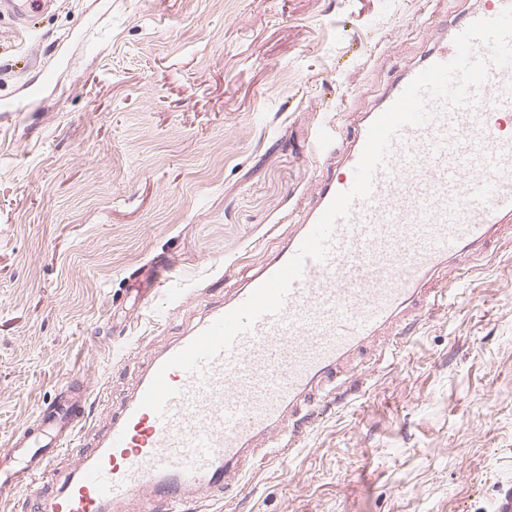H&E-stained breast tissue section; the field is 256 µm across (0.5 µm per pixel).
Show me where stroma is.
<instances>
[{
    "mask_svg": "<svg viewBox=\"0 0 512 512\" xmlns=\"http://www.w3.org/2000/svg\"><path fill=\"white\" fill-rule=\"evenodd\" d=\"M480 0H59L0 22V449L93 383L96 448L158 355L273 256L360 112ZM55 76L44 80L45 67ZM175 256L170 298L144 275ZM300 450L203 512H495L512 497V233Z\"/></svg>",
    "mask_w": 512,
    "mask_h": 512,
    "instance_id": "1",
    "label": "stroma"
}]
</instances>
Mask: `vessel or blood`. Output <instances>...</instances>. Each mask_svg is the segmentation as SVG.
Returning a JSON list of instances; mask_svg holds the SVG:
<instances>
[{
  "instance_id": "vessel-or-blood-1",
  "label": "vessel or blood",
  "mask_w": 512,
  "mask_h": 512,
  "mask_svg": "<svg viewBox=\"0 0 512 512\" xmlns=\"http://www.w3.org/2000/svg\"><path fill=\"white\" fill-rule=\"evenodd\" d=\"M512 0H483L416 63L408 64L345 135L327 128L339 166L316 183L296 232L241 288L205 318L213 323L244 303L299 250L338 193L354 184L373 121L425 68L455 55L454 37L478 19L497 16ZM57 0H0V16L17 27ZM431 120L404 127L375 172L369 198L336 221L325 260H307L279 313L258 318L199 371L169 370L177 394L163 414L140 402L166 360L155 356L133 395L86 463L51 496L42 491L52 464L75 446L87 400L53 398L8 443L0 489L29 492L38 512H188L245 475L257 454L297 447L298 411L329 396L353 374L354 359L378 343L393 344L408 312L437 303L452 277L470 271L512 225V67L488 79L459 108L429 100Z\"/></svg>"
}]
</instances>
